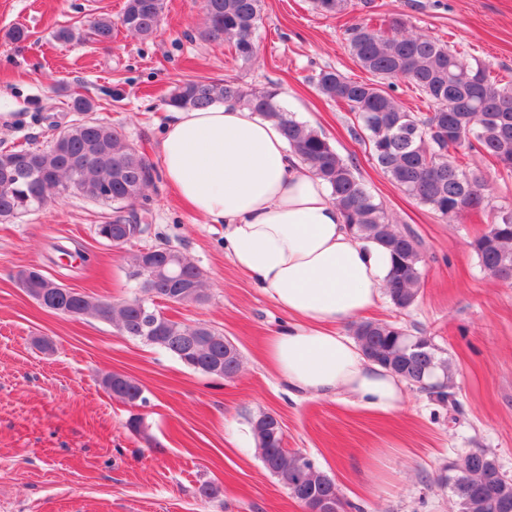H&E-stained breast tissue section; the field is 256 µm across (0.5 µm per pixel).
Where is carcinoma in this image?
Returning <instances> with one entry per match:
<instances>
[{"label": "carcinoma", "instance_id": "cac0c4a2", "mask_svg": "<svg viewBox=\"0 0 512 512\" xmlns=\"http://www.w3.org/2000/svg\"><path fill=\"white\" fill-rule=\"evenodd\" d=\"M262 5L263 0H206L201 38L227 43L238 60L253 63L258 57L256 31ZM350 5L351 0H312V9L324 17L337 16ZM164 8V0H126L119 23L127 32L148 38L157 30ZM114 30L112 18L101 14L91 18L81 33L62 27L54 37L64 43L84 39L105 45L112 41ZM348 43L355 63L370 78L358 81L326 67L313 76L318 91L355 115L354 135L368 141L373 160L406 195L446 220L488 212V230L470 247L487 274L512 278V207L490 205L486 182L467 172L464 164L467 154L475 151L498 171L512 175V81L492 74L479 62L465 61L439 39L407 30L403 22L395 23L389 33L367 22L356 23L348 30ZM401 79L427 98L430 111L403 109L393 95ZM280 95L274 84L258 88L235 80H191L176 88L169 106L200 110L234 102L276 123L290 150L325 182L350 231L389 252L386 294L394 307L409 308L417 299L422 277L423 257L416 236L399 228L375 200L355 175L354 162L342 157L321 132L297 120ZM154 174L149 161L119 129L93 118L79 120L44 149H0V221L46 208L74 182L83 196L112 204V218L97 225L96 234L119 246L122 239L137 235L135 211L148 200L146 191ZM154 251L168 260V266L147 288L138 279L142 255L133 254L130 277L136 295L131 298L113 303L62 284L47 291L43 303L60 315L108 323L204 375L217 369L226 378L236 376L241 355L224 350L222 334L206 324L170 319L155 308L157 299L200 305L208 295L202 272L185 252L166 243ZM353 335L368 359L441 400L448 397V360L426 337L376 321L357 324ZM101 385L126 404L144 401L140 385L127 376L107 374ZM266 417L261 413L250 421L265 470L301 506L312 509L330 498L336 512H343L345 503L336 482L309 457L300 458L284 448L282 435L267 429ZM453 471L448 484L459 512H512V479L485 450L461 457Z\"/></svg>", "mask_w": 512, "mask_h": 512}]
</instances>
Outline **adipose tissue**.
Listing matches in <instances>:
<instances>
[{"label": "adipose tissue", "mask_w": 512, "mask_h": 512, "mask_svg": "<svg viewBox=\"0 0 512 512\" xmlns=\"http://www.w3.org/2000/svg\"><path fill=\"white\" fill-rule=\"evenodd\" d=\"M159 160L182 203L223 225L234 264L288 313L266 357L289 391L399 408L402 380L336 330L378 300L390 256L350 232L325 183L290 153L278 127L233 104L178 110L164 127Z\"/></svg>", "instance_id": "adipose-tissue-1"}]
</instances>
